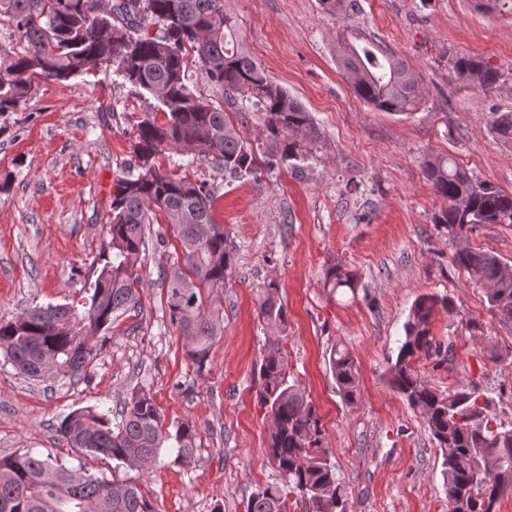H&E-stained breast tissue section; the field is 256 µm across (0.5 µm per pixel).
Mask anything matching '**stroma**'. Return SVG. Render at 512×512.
Here are the masks:
<instances>
[{
  "mask_svg": "<svg viewBox=\"0 0 512 512\" xmlns=\"http://www.w3.org/2000/svg\"><path fill=\"white\" fill-rule=\"evenodd\" d=\"M358 4L346 18L320 0H224L245 49L310 112L320 135L301 169L279 166L257 180L227 179L183 150L158 159L164 170L218 188L214 215L234 250L215 302L224 335L205 369L187 358L164 286L181 245L160 219L137 267L142 309L97 333L84 375L32 380L0 359V457L42 451L99 477L133 479L156 512H244L257 487L280 479L267 451L269 414L257 400L261 359L275 347L323 420L348 512H445L442 452L390 388L389 362L414 301L447 299L432 330L448 344V360L419 357L415 370L442 392L478 387L490 416L512 421V328L454 263L455 245L433 221L446 203L421 169L428 156L448 155L512 194V144L491 129L493 112L512 111V10L488 13L475 0ZM351 36L378 40L408 63L421 81L418 112H381L355 97L338 47ZM451 49L483 57L500 82L486 92L458 81L444 58ZM156 109L101 65L39 82L26 104L0 115V321L86 300L112 253L113 182L134 160L137 123ZM463 243L512 264V226L476 225ZM335 265L355 274V290L325 288ZM267 296L284 305V326L261 317ZM337 350L356 360L353 405L332 375ZM135 391L153 398L165 428L195 427L190 463L165 447L148 471L134 473L59 434L70 411L116 412Z\"/></svg>",
  "mask_w": 512,
  "mask_h": 512,
  "instance_id": "obj_1",
  "label": "stroma"
}]
</instances>
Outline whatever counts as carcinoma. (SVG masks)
<instances>
[{"instance_id":"carcinoma-1","label":"carcinoma","mask_w":512,"mask_h":512,"mask_svg":"<svg viewBox=\"0 0 512 512\" xmlns=\"http://www.w3.org/2000/svg\"><path fill=\"white\" fill-rule=\"evenodd\" d=\"M108 11L88 17L85 0H0V18L14 23L23 51L0 52V114L26 102L37 81L64 82L88 66L112 72L151 95L161 107L137 125L135 169L114 182L112 257L106 259L87 302L35 306L0 322V351L13 368L29 378L49 373L80 375L92 353L91 340L114 314L138 312L141 303L135 268L146 251L147 225L162 213L175 224L182 250L169 261L164 281L169 318L185 342L187 357L205 368L212 346L224 335L215 310L207 309L203 291L224 287L234 255L223 225L214 216L218 195L205 183L161 170L158 157L189 149L230 178L255 175L263 167L303 159L302 145L318 141L310 113L273 83L240 42L235 20L224 15V0H107ZM159 26L151 35L147 29ZM342 65L355 95L373 108L410 114L422 104L417 76L406 62L371 41L340 46ZM222 91L224 104L196 95L188 85L189 62ZM448 69L461 81L493 89L500 72L483 58L448 51ZM238 112H262L267 152L258 154L224 106ZM495 136L512 142V112H495ZM422 173L448 207L434 223L456 239L474 224L512 226V195L478 179L451 158L428 157ZM454 262L486 291L489 309L512 328V270L490 251L460 245ZM353 274L331 267L324 287L355 290ZM447 299L425 295L415 300L404 325V339L390 363L389 385L427 425L446 465L448 512H496L499 499L512 491V422H498L479 403L478 389L443 393L412 369L417 355L448 353L432 334L435 308ZM268 324L285 323L283 306L268 296L260 303ZM336 385L348 404L357 402L354 359L346 352L331 357ZM258 402L270 409L268 452L281 483L257 488L245 512H287L295 495L303 512H347L348 492L336 478L324 447L322 420L314 405L290 382L280 349H270L259 367ZM61 435L92 455L116 466L148 470L164 442L177 449L176 461L196 451L194 426L183 422L175 432L163 429L152 398L133 393L120 419L93 408L71 411L59 425ZM0 512H154L135 482L108 481L83 467L67 468L51 454L28 451L0 458Z\"/></svg>"}]
</instances>
